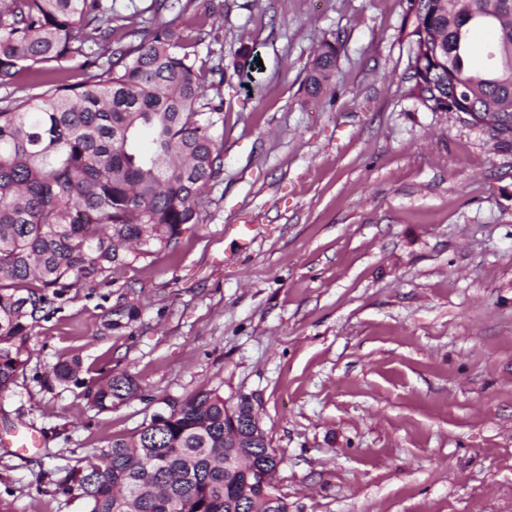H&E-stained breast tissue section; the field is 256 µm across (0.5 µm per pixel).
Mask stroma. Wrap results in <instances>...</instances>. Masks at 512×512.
I'll list each match as a JSON object with an SVG mask.
<instances>
[{
	"mask_svg": "<svg viewBox=\"0 0 512 512\" xmlns=\"http://www.w3.org/2000/svg\"><path fill=\"white\" fill-rule=\"evenodd\" d=\"M223 3L201 30L200 0L158 19L114 4L141 38L163 20L198 68L223 63L224 175L177 244L79 282L34 327L0 396V502L87 512L56 482L162 398L219 387L260 414L289 512H512V150L410 97L408 0ZM245 40L261 65L240 76ZM325 41L335 93L309 102ZM228 224L258 226L250 250ZM128 305L139 318L105 330ZM71 356L84 382L57 385ZM108 371L140 390L100 413L86 385ZM22 428L39 447H16Z\"/></svg>",
	"mask_w": 512,
	"mask_h": 512,
	"instance_id": "35a3bbf8",
	"label": "stroma"
}]
</instances>
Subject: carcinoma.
Wrapping results in <instances>:
<instances>
[{"instance_id": "obj_1", "label": "carcinoma", "mask_w": 512, "mask_h": 512, "mask_svg": "<svg viewBox=\"0 0 512 512\" xmlns=\"http://www.w3.org/2000/svg\"><path fill=\"white\" fill-rule=\"evenodd\" d=\"M409 2L410 95L477 126L494 112L512 114V0ZM112 3L0 0V88L43 74L44 64L55 74L22 96H0V394L26 365L34 325L70 288L112 275L132 252L177 242L200 221L201 189L224 174V67L213 66L219 79L205 85L180 31L160 23L148 42L135 30L118 35L123 17ZM479 26L497 31L481 67L469 48ZM336 60L331 42L315 51L306 98L334 89ZM254 63L244 45L234 72ZM73 69L83 80L70 84ZM136 318L130 307L104 326ZM81 372L78 358H61L52 375L66 385ZM137 390L131 375L110 374L87 395L103 412ZM162 403L136 433L107 441L69 472L67 489L89 512H288L267 432L224 447V435L250 418L249 398L231 405L215 388Z\"/></svg>"}]
</instances>
